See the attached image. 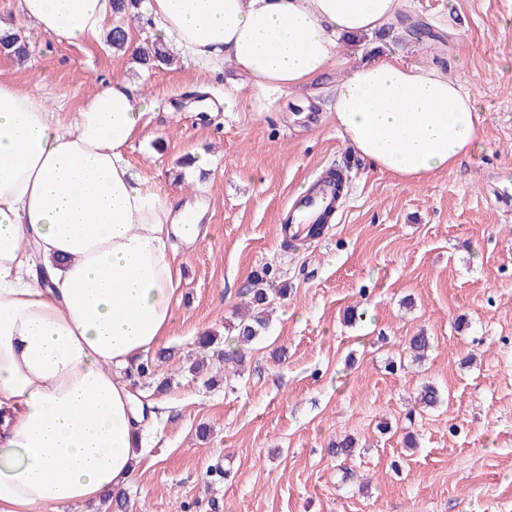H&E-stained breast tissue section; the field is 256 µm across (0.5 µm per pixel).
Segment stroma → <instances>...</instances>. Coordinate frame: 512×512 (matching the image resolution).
<instances>
[{
	"instance_id": "1",
	"label": "stroma",
	"mask_w": 512,
	"mask_h": 512,
	"mask_svg": "<svg viewBox=\"0 0 512 512\" xmlns=\"http://www.w3.org/2000/svg\"><path fill=\"white\" fill-rule=\"evenodd\" d=\"M418 42L394 24L345 42L342 61L267 112L197 110L193 85L223 98L232 67L211 72L180 57L146 72L104 43L67 44L20 20L25 63L0 55V80L49 98L61 112L117 74L154 103L129 160L166 194L176 179L209 200L206 240L177 244L179 303L142 400L164 401L148 423L135 478L111 512H512V0H409ZM459 81L484 111V148L425 185L371 169L336 131L332 91L347 69L378 56ZM200 159L183 173L179 160ZM347 194L323 240L284 246L285 205L321 169ZM269 269L268 328L243 366L210 358L213 383L192 375L201 332L225 338L246 311L242 292ZM285 296H278V289ZM425 331L434 348L405 347ZM165 392H158L161 381ZM442 394L417 412L423 381ZM415 437L416 448L403 444ZM356 439L351 455L331 448Z\"/></svg>"
}]
</instances>
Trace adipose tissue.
<instances>
[{
  "mask_svg": "<svg viewBox=\"0 0 512 512\" xmlns=\"http://www.w3.org/2000/svg\"><path fill=\"white\" fill-rule=\"evenodd\" d=\"M154 35L266 110L336 66L340 37L393 22L401 0H145ZM50 38L97 42L112 0H17ZM148 97L127 78L69 119L0 81V512H63L136 475L143 410L117 369L153 352L178 303L174 240L208 202L155 192L128 151ZM339 136L375 171L421 185L482 149V107L434 68L385 56L336 85Z\"/></svg>",
  "mask_w": 512,
  "mask_h": 512,
  "instance_id": "adipose-tissue-1",
  "label": "adipose tissue"
}]
</instances>
